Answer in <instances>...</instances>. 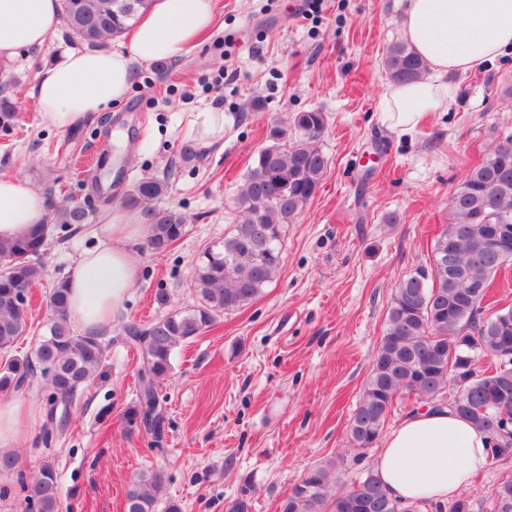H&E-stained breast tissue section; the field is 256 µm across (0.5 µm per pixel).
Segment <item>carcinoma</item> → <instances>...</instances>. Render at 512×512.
I'll list each match as a JSON object with an SVG mask.
<instances>
[{
    "label": "carcinoma",
    "mask_w": 512,
    "mask_h": 512,
    "mask_svg": "<svg viewBox=\"0 0 512 512\" xmlns=\"http://www.w3.org/2000/svg\"><path fill=\"white\" fill-rule=\"evenodd\" d=\"M151 0H62L67 33L89 48L122 36L148 9ZM394 82L415 81L426 63L406 42L388 47L384 59ZM325 115L297 112L292 143L273 126L270 143L259 149L233 199L237 222L224 240L206 250L194 269L196 304L170 311L142 325L126 324L122 341L133 345L140 367L136 404L124 418L130 426L160 401L161 380L173 371L175 349L202 335L217 319L253 299L275 278L281 264L286 227L321 187L327 159L319 145ZM168 183L143 177L124 194L123 205L147 221V246L166 251L183 235L186 218L155 203ZM61 224H85L88 212L77 204L58 208ZM448 224L435 239L432 258L400 280L388 309L370 373L349 425V446L358 464L376 447L395 402L414 395L422 405H446L484 432L488 461L512 458V307L488 303L491 278L512 263L492 248L501 224L512 225V138L497 144L469 170L448 201ZM49 227L0 241V393L19 391L36 370L46 377V403L66 406L95 377L107 343L99 334L79 333L71 325L67 279L47 296L48 317L29 351L15 354L30 332L29 294L43 278L35 261L46 246ZM494 361L490 370L482 359ZM164 483L161 470L141 473L130 485L124 512H156ZM24 494L25 512H60L54 464L44 462L32 480L19 472L15 484L0 487V500ZM493 512H512V478L491 491ZM281 512H422L419 503L392 498L379 473L361 468L347 485H336L325 467L307 469Z\"/></svg>",
    "instance_id": "carcinoma-1"
}]
</instances>
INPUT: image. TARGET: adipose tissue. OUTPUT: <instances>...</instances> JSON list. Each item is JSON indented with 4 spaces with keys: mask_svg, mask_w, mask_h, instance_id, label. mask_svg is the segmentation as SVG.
<instances>
[{
    "mask_svg": "<svg viewBox=\"0 0 512 512\" xmlns=\"http://www.w3.org/2000/svg\"><path fill=\"white\" fill-rule=\"evenodd\" d=\"M214 12L215 0H152L126 50H76L40 73L33 96L42 118L65 129L122 100L135 65L188 52L210 27ZM60 21L59 0H0V59L42 45ZM402 31L431 71L424 79L386 88L384 120L404 134L448 97L444 75L512 54V0H406ZM45 220L34 187L1 173L0 239L16 238ZM146 231L133 214L114 209L103 243L81 256L68 288L70 317L84 330L110 325L113 312L136 287L139 266L132 246ZM35 418L33 406L1 398L0 447L22 444ZM487 463L483 432L445 406L409 413L384 437L373 461L393 498L433 507L455 499Z\"/></svg>",
    "mask_w": 512,
    "mask_h": 512,
    "instance_id": "obj_1",
    "label": "adipose tissue"
}]
</instances>
